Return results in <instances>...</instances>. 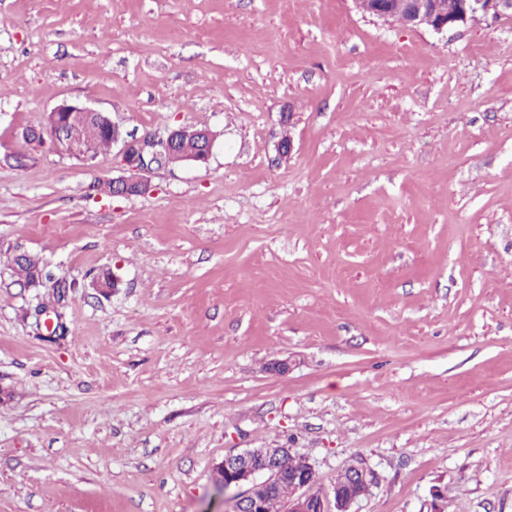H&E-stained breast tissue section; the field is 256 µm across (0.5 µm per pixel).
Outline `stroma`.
Returning a JSON list of instances; mask_svg holds the SVG:
<instances>
[{
  "instance_id": "stroma-1",
  "label": "stroma",
  "mask_w": 512,
  "mask_h": 512,
  "mask_svg": "<svg viewBox=\"0 0 512 512\" xmlns=\"http://www.w3.org/2000/svg\"><path fill=\"white\" fill-rule=\"evenodd\" d=\"M65 102L212 155L97 191L119 146L23 137ZM284 447L359 512H512V16L0 0V512H227L213 465ZM10 261L18 282L23 280L26 283H31L35 280L36 276L39 280H42L44 277L52 282V284L57 281L49 271L45 270V267L40 264L38 259L28 253L18 254L15 252ZM349 470H351L353 475V483L352 475L349 472L346 473ZM344 473H346L344 477L338 479L336 483V492L347 491L351 483L352 486L347 493L336 496V512H355L352 510L353 506L368 495L373 481L375 483V476L370 469L364 466L350 467Z\"/></svg>"
}]
</instances>
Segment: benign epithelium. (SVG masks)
Listing matches in <instances>:
<instances>
[{
    "label": "benign epithelium",
    "mask_w": 512,
    "mask_h": 512,
    "mask_svg": "<svg viewBox=\"0 0 512 512\" xmlns=\"http://www.w3.org/2000/svg\"><path fill=\"white\" fill-rule=\"evenodd\" d=\"M358 12L385 23L399 22L410 29H425L437 35L467 25L480 17L500 18L512 16V0H353ZM96 119L112 139L122 143V164L130 175L112 179V196L145 195L151 190L150 182L141 175L148 169L146 153L151 160L166 164L208 162L215 142V134L208 128L178 127L167 138L153 140L132 139L103 113L80 103H63L46 114L40 134L73 154L91 156L94 145L77 141L73 131L80 124ZM351 489L336 496V512H354L353 506L366 497L375 476L364 466L351 467ZM214 483L222 490L249 489L231 497V512H260L261 503L252 495L251 486L258 479L271 489L282 480L290 482L295 493L288 501L285 512H326L324 499L316 490L317 474L309 460L287 448H262L228 454L212 470Z\"/></svg>",
    "instance_id": "7a95c632"
}]
</instances>
